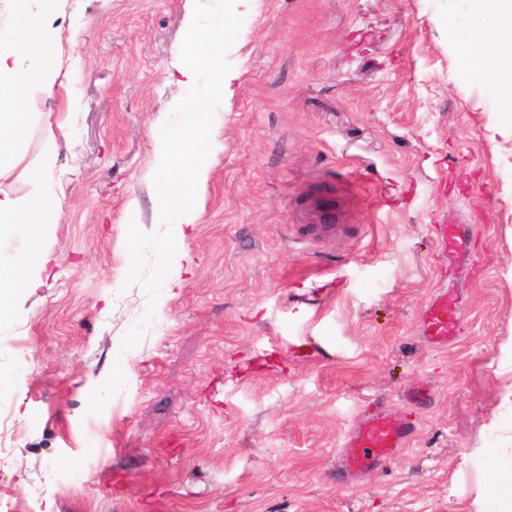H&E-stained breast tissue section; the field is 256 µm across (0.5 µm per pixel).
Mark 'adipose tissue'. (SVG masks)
Returning a JSON list of instances; mask_svg holds the SVG:
<instances>
[{
	"mask_svg": "<svg viewBox=\"0 0 512 512\" xmlns=\"http://www.w3.org/2000/svg\"><path fill=\"white\" fill-rule=\"evenodd\" d=\"M478 26L484 32L475 49L473 60L466 66L480 77L495 80L500 96L512 99V0H476ZM58 0H40L34 17L13 29L0 43V100L24 101L31 86L40 85L46 95L69 81L57 70L51 53L57 31L53 20ZM38 67H31V60ZM55 158L43 153L31 161L29 175L35 190L24 199L0 193V239L11 236L16 228H24L28 237L41 241L45 228L58 217L61 205L46 175ZM46 258L38 251L17 257L8 264L0 263V322L10 317L12 302L24 289L38 287Z\"/></svg>",
	"mask_w": 512,
	"mask_h": 512,
	"instance_id": "1",
	"label": "adipose tissue"
}]
</instances>
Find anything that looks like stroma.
Instances as JSON below:
<instances>
[{"label": "stroma", "instance_id": "stroma-1", "mask_svg": "<svg viewBox=\"0 0 512 512\" xmlns=\"http://www.w3.org/2000/svg\"><path fill=\"white\" fill-rule=\"evenodd\" d=\"M195 0H59L56 60L0 191L59 121L61 201L41 287L0 324V512H475L512 456V101L463 63L475 0H248L227 53L198 217L153 321L126 284L128 227L158 232L160 128L186 94ZM346 230L297 238L315 196ZM457 225L466 254L441 251ZM461 331L425 341L439 289ZM121 365L98 414L91 391ZM421 386L426 402L405 400ZM412 434L360 482L336 465L362 414Z\"/></svg>", "mask_w": 512, "mask_h": 512}]
</instances>
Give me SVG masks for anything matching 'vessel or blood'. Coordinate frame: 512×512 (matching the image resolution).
<instances>
[{"label":"vessel or blood","instance_id":"b4317fda","mask_svg":"<svg viewBox=\"0 0 512 512\" xmlns=\"http://www.w3.org/2000/svg\"><path fill=\"white\" fill-rule=\"evenodd\" d=\"M315 220L312 231L333 234L337 231L336 216L331 208L313 201ZM460 329V317L454 299L440 291L425 306L422 333L434 347L447 345ZM408 427L391 414L379 412L345 435L340 447L341 469L350 482L360 481L381 461L391 458L404 448Z\"/></svg>","mask_w":512,"mask_h":512}]
</instances>
